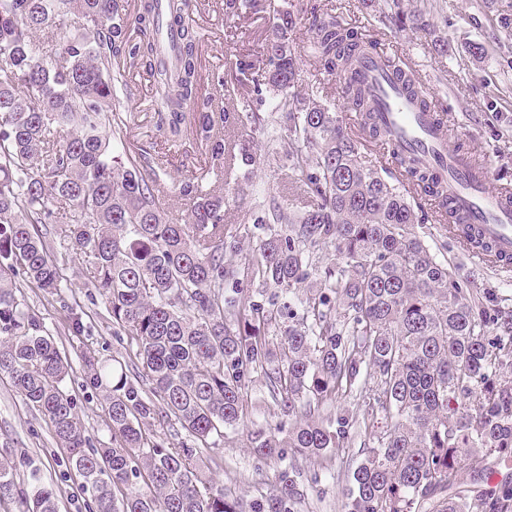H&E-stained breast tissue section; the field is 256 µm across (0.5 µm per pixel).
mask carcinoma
Instances as JSON below:
<instances>
[{
    "label": "carcinoma",
    "instance_id": "cac0c4a2",
    "mask_svg": "<svg viewBox=\"0 0 512 512\" xmlns=\"http://www.w3.org/2000/svg\"><path fill=\"white\" fill-rule=\"evenodd\" d=\"M192 7L168 2L179 41L166 63L153 38L154 0H140L134 20L124 0H0V374L68 449L90 512H298L304 492L293 464L279 490L248 503L205 476L209 451L244 422L243 393L255 373L288 417L274 428L252 424L259 460H308L318 465L316 483L329 471V449L363 436L342 512H512L511 482L481 487L488 457H512V310L438 260L417 233L428 215L366 151L377 139L372 105L345 81L365 45L361 34L332 15L312 16L314 53L339 79L358 130L296 91L292 36L301 18L286 6L272 16L261 64L239 69L237 83L254 84L256 97L219 110L216 93L235 88L218 72L214 91L201 87V38L186 23ZM263 8V0H224L228 19ZM69 18L77 20L73 34ZM46 30L50 57L36 42ZM131 60L153 80L159 125L177 136L191 114L194 139L214 165H286L304 176L308 209L262 205L253 219L261 235L239 268H225L224 254L253 232L224 223L230 183L210 190L203 173L177 181L189 213L176 224L162 207L164 186L146 174L147 151L127 143L131 113L115 100ZM227 125L244 129L231 151ZM270 126L284 134L259 153L254 133ZM55 205L68 208L61 236L88 258L89 285L135 357L131 373L124 360H84L111 433L97 447L66 386L72 367L16 284L48 296L64 287L37 229ZM323 248L342 262L317 265ZM309 280L315 291L304 298ZM255 282L270 294L236 306L234 294ZM278 325L273 344L268 331ZM346 399L350 411L324 415ZM157 422L190 442L165 446ZM40 465L29 459L21 486L1 459L0 501L58 512Z\"/></svg>",
    "mask_w": 512,
    "mask_h": 512
}]
</instances>
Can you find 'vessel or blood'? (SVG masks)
<instances>
[{
    "label": "vessel or blood",
    "mask_w": 512,
    "mask_h": 512,
    "mask_svg": "<svg viewBox=\"0 0 512 512\" xmlns=\"http://www.w3.org/2000/svg\"><path fill=\"white\" fill-rule=\"evenodd\" d=\"M156 15L155 37L164 50H172L178 31L169 22L165 0H156ZM352 79L374 101L373 123L385 131L382 145L391 159L410 158L414 167L446 179L448 208L456 223L476 228L484 243L471 249V256H481L487 248L502 261H511L512 192L491 189L488 169L451 148L443 121L408 92L390 67L387 51L362 54Z\"/></svg>",
    "instance_id": "1"
}]
</instances>
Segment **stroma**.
<instances>
[{"mask_svg":"<svg viewBox=\"0 0 512 512\" xmlns=\"http://www.w3.org/2000/svg\"><path fill=\"white\" fill-rule=\"evenodd\" d=\"M194 14L203 41L202 73L219 70L234 75L244 54L257 53L266 35L270 11L243 19H226L224 0H197ZM272 8L292 4L301 14L311 6L336 16L338 22L357 29L388 49L391 57L405 63L424 85L438 111L445 113L452 141L487 164L493 187L512 188V0H404L407 14H418L417 27L401 29L384 15L385 0H269ZM313 33L308 22H301L294 35L295 49L301 57L298 89L319 96L339 113L345 123L354 114L342 98L337 78L328 75L311 49ZM483 44L484 52L474 53V44ZM131 88L119 98V109L135 115L131 143L147 147L153 156L164 159L161 179L170 190L162 198L169 218L185 222L188 206L172 192L177 180L192 173L207 172L208 183L221 186L229 175L212 166L208 155L192 140H167L156 132L148 108L151 95L149 78L143 70L130 75ZM276 197L288 207L306 206L309 197L300 174L282 168H254L249 178L240 180L235 204L227 207L225 221L236 224L249 221L260 204ZM429 243L439 244V260L449 270L466 279L477 291L491 290L512 308V267L495 260L470 264L460 246L446 237L439 224H425L419 230ZM45 242L57 260L66 288L47 297L32 285L22 291L33 313L56 341L63 345L72 372L67 387L76 401V412L92 442L108 441L101 399L86 386L84 357L122 358L127 354L126 336L117 335L103 299L87 284L84 256L60 246L55 234ZM83 323L81 335L69 330L73 317ZM247 419L276 425L282 419L279 404L270 397L261 376H254L244 395ZM211 477L231 486L238 496L251 499L279 484L281 461L262 462L250 450L245 427L226 430L224 445L211 449ZM40 456L41 477L53 485L59 495V512H89L88 494L81 491L69 466V452L57 445L44 418L30 409L8 378L0 377V458L15 466L17 482L27 477L30 456ZM356 448L331 451L333 477L321 478L309 488L301 512H341L345 478L360 461Z\"/></svg>","mask_w":512,"mask_h":512,"instance_id":"obj_1","label":"stroma"}]
</instances>
